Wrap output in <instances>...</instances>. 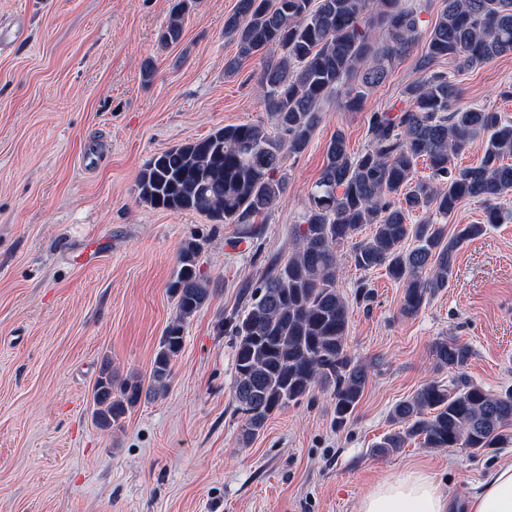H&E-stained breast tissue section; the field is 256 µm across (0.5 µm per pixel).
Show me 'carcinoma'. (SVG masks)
Segmentation results:
<instances>
[{
	"label": "carcinoma",
	"instance_id": "obj_1",
	"mask_svg": "<svg viewBox=\"0 0 512 512\" xmlns=\"http://www.w3.org/2000/svg\"><path fill=\"white\" fill-rule=\"evenodd\" d=\"M192 0H177L162 43L176 44ZM419 59L422 76L408 84L404 102L371 113L366 147L354 155L338 130L326 148V165L308 194L301 222L290 231L288 256H274L235 317L233 402L249 439L273 412L330 390L334 420L342 427L357 408L369 367L348 350L349 304L336 286V249L352 245L364 271L382 268L403 287L401 313L412 317L448 287L464 243L512 214V120L488 108L462 107L460 87L435 69L442 59L462 70L512 53V0H443ZM422 4L409 0H238L224 20L237 42L225 64L235 72L255 55L266 58L257 87L274 132L262 122L225 125L205 138L154 156L141 171L139 198L154 208L201 213L218 224H252L286 192L287 157L303 152L330 98L362 108L367 91L381 85L420 36ZM476 167L454 158L476 142ZM425 161L428 178L416 176ZM486 204L482 224H456L448 216L466 199ZM422 213L416 224L410 222ZM371 233L358 238L363 226ZM201 244L180 249L170 284L175 317L156 354L149 391L165 388L170 364L182 347L184 325L207 301V278L197 268ZM436 367L451 379L432 380L391 410L399 429L375 446L390 455L418 439L426 448H462L497 454L512 444V388L493 393L458 375L472 356L448 337L431 348ZM143 393L139 379L116 383L105 368L93 388V417L120 426Z\"/></svg>",
	"mask_w": 512,
	"mask_h": 512
}]
</instances>
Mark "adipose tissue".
<instances>
[{
  "mask_svg": "<svg viewBox=\"0 0 512 512\" xmlns=\"http://www.w3.org/2000/svg\"><path fill=\"white\" fill-rule=\"evenodd\" d=\"M512 512V464L495 467L478 492L458 503L435 478L410 470L382 481L360 501L357 512Z\"/></svg>",
  "mask_w": 512,
  "mask_h": 512,
  "instance_id": "adipose-tissue-1",
  "label": "adipose tissue"
}]
</instances>
